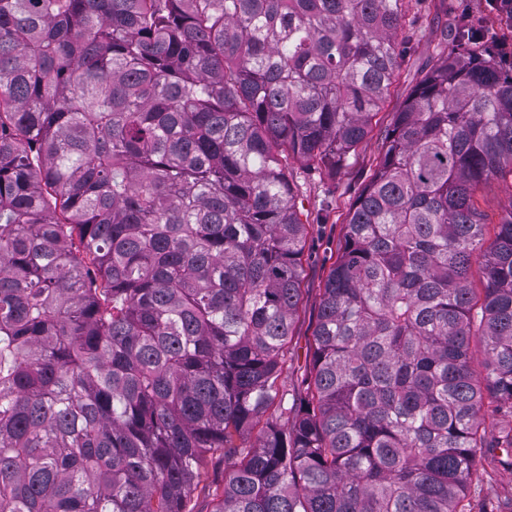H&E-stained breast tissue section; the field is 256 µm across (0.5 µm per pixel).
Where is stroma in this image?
Segmentation results:
<instances>
[{
  "instance_id": "stroma-1",
  "label": "stroma",
  "mask_w": 512,
  "mask_h": 512,
  "mask_svg": "<svg viewBox=\"0 0 512 512\" xmlns=\"http://www.w3.org/2000/svg\"><path fill=\"white\" fill-rule=\"evenodd\" d=\"M406 25L396 44L406 47L405 63L390 95L372 120V129L350 157L346 166L330 177L314 169H297L298 206L308 216V233L302 259V296L294 338L292 361L282 381H292L306 365L312 342L313 320L327 275L337 259L348 212L361 190L369 183L381 148V134L404 106L411 89L423 78L436 59L444 25L467 16L481 24L486 45L496 54L512 60V20L499 21L489 0H409L405 6ZM476 202L488 218L487 235H494L502 217L512 212V177L495 176L482 183Z\"/></svg>"
}]
</instances>
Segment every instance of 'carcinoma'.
<instances>
[{"mask_svg":"<svg viewBox=\"0 0 512 512\" xmlns=\"http://www.w3.org/2000/svg\"><path fill=\"white\" fill-rule=\"evenodd\" d=\"M405 2L0 0V512H473L485 417L512 414V211L487 245L475 201L512 175V63L466 25L279 383L290 161L334 176L367 137Z\"/></svg>","mask_w":512,"mask_h":512,"instance_id":"1","label":"carcinoma"}]
</instances>
